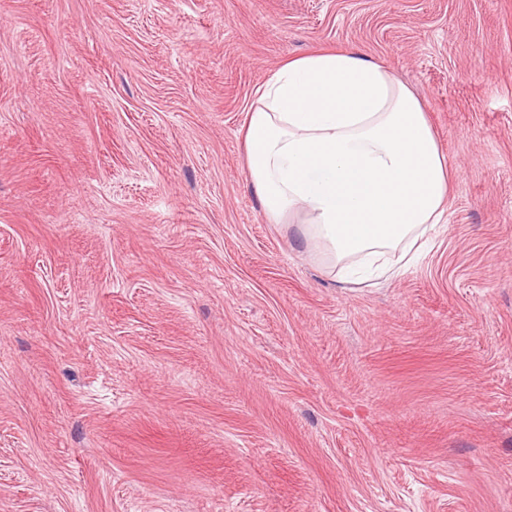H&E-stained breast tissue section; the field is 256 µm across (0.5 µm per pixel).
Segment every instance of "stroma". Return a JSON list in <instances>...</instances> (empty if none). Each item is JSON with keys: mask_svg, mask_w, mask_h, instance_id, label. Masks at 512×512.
<instances>
[{"mask_svg": "<svg viewBox=\"0 0 512 512\" xmlns=\"http://www.w3.org/2000/svg\"><path fill=\"white\" fill-rule=\"evenodd\" d=\"M350 48L452 173L364 285L244 154ZM0 512H512V0H0Z\"/></svg>", "mask_w": 512, "mask_h": 512, "instance_id": "obj_1", "label": "stroma"}]
</instances>
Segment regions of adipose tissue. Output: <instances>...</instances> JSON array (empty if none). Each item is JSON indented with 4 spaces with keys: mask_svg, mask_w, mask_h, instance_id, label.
I'll return each mask as SVG.
<instances>
[{
    "mask_svg": "<svg viewBox=\"0 0 512 512\" xmlns=\"http://www.w3.org/2000/svg\"><path fill=\"white\" fill-rule=\"evenodd\" d=\"M255 96L246 165L266 213H302L303 240L342 279L395 271L440 222L449 189L418 99L355 48L290 59Z\"/></svg>",
    "mask_w": 512,
    "mask_h": 512,
    "instance_id": "ef3b65f1",
    "label": "adipose tissue"
}]
</instances>
